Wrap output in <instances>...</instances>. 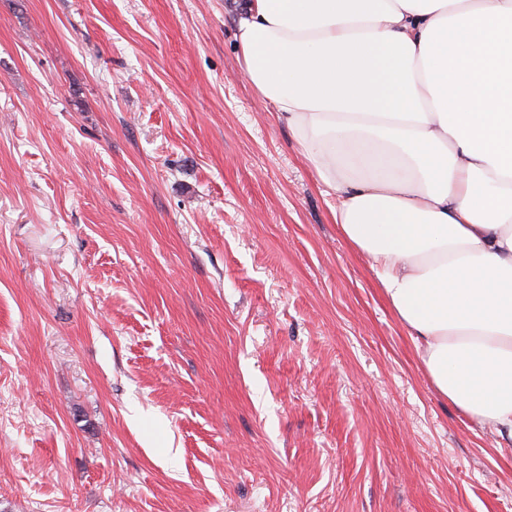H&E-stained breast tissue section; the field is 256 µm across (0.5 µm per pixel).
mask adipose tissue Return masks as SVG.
<instances>
[{"instance_id": "obj_1", "label": "adipose tissue", "mask_w": 512, "mask_h": 512, "mask_svg": "<svg viewBox=\"0 0 512 512\" xmlns=\"http://www.w3.org/2000/svg\"><path fill=\"white\" fill-rule=\"evenodd\" d=\"M439 394L512 435V0H230Z\"/></svg>"}]
</instances>
